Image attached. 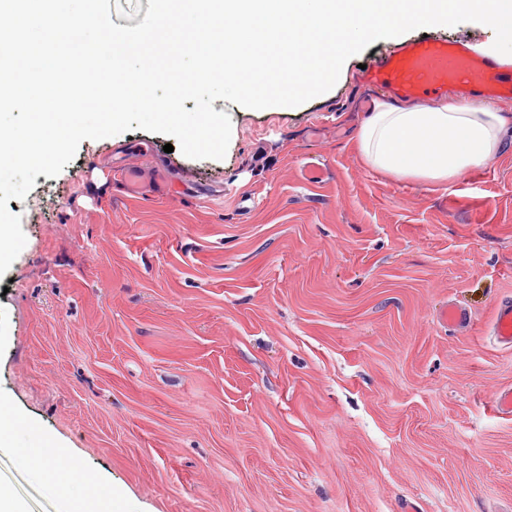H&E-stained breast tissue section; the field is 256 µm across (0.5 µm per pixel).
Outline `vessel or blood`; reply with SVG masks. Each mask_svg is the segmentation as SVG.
Here are the masks:
<instances>
[{
    "label": "vessel or blood",
    "instance_id": "vessel-or-blood-1",
    "mask_svg": "<svg viewBox=\"0 0 512 512\" xmlns=\"http://www.w3.org/2000/svg\"><path fill=\"white\" fill-rule=\"evenodd\" d=\"M361 79L402 98H419L434 91L465 99H512V63L480 55L463 42H407L368 62ZM471 320V313L456 304L442 309V321L451 329H464ZM493 338L499 346L512 348V299L500 301L495 310Z\"/></svg>",
    "mask_w": 512,
    "mask_h": 512
}]
</instances>
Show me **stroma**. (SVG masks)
Wrapping results in <instances>:
<instances>
[{
	"label": "stroma",
	"instance_id": "35a3bbf8",
	"mask_svg": "<svg viewBox=\"0 0 512 512\" xmlns=\"http://www.w3.org/2000/svg\"><path fill=\"white\" fill-rule=\"evenodd\" d=\"M426 36L495 40L473 22L380 39L302 105L215 100L223 159L132 130L9 200L26 244L0 277V394L23 424L0 487L20 512H62L79 471L128 512H512V350L492 337L512 125L438 185L354 147L375 104L359 65ZM34 429L63 448V492L19 464ZM442 322L453 330H462L466 328L472 320L471 313L457 306L454 303L444 305L442 309Z\"/></svg>",
	"mask_w": 512,
	"mask_h": 512
}]
</instances>
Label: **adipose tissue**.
I'll return each instance as SVG.
<instances>
[{"label": "adipose tissue", "mask_w": 512, "mask_h": 512, "mask_svg": "<svg viewBox=\"0 0 512 512\" xmlns=\"http://www.w3.org/2000/svg\"><path fill=\"white\" fill-rule=\"evenodd\" d=\"M506 123L503 112L490 105L380 102L362 123L355 147L379 172L447 183L473 170L499 147ZM33 441L34 448H22L20 464L47 486H56L60 451L41 436ZM81 484V493L66 498L64 512H123L121 494L100 483L96 474L83 475Z\"/></svg>", "instance_id": "1"}]
</instances>
